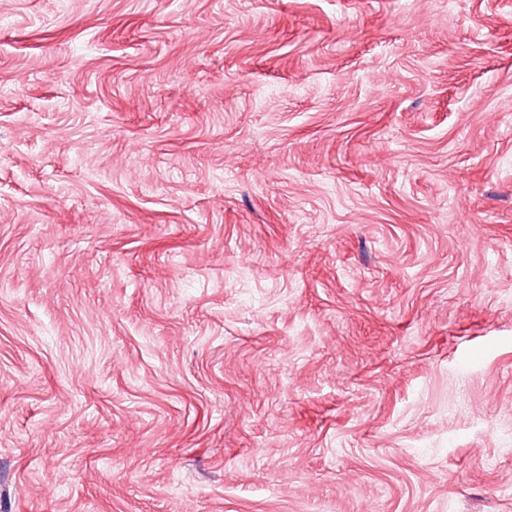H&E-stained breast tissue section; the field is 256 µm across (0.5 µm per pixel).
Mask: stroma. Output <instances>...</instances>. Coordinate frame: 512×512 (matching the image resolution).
<instances>
[{"label": "stroma", "instance_id": "1", "mask_svg": "<svg viewBox=\"0 0 512 512\" xmlns=\"http://www.w3.org/2000/svg\"><path fill=\"white\" fill-rule=\"evenodd\" d=\"M0 512H512V0H0Z\"/></svg>", "mask_w": 512, "mask_h": 512}]
</instances>
